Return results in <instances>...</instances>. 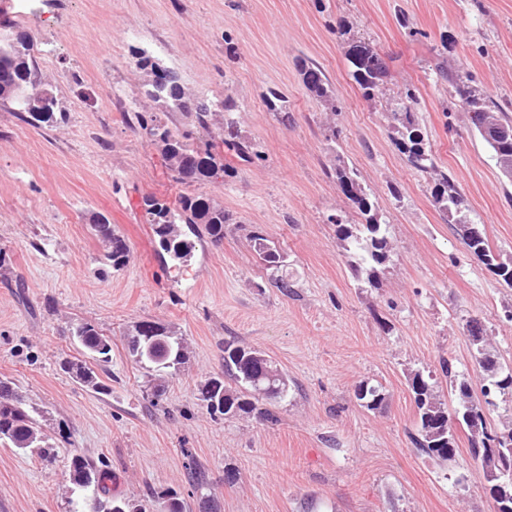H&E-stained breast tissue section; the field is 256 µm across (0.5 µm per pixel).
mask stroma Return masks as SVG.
I'll return each mask as SVG.
<instances>
[{
    "mask_svg": "<svg viewBox=\"0 0 512 512\" xmlns=\"http://www.w3.org/2000/svg\"><path fill=\"white\" fill-rule=\"evenodd\" d=\"M0 23L32 38L60 111L34 125L0 101V380L25 398L50 447L42 458L0 442V512H79L84 495L68 475L76 452L104 460L110 495L147 512H164L167 493L185 512H202L206 496L214 512H493L465 433L446 462L413 447L408 379L447 358L480 387L472 320L512 365V288L457 230L477 227L512 261V181L466 113L448 108L461 74L512 116V0H0ZM351 38L387 65L374 100L349 74ZM135 47L189 91L231 95L242 136L266 155L201 185L235 221L218 245L201 225L183 226L194 249L180 267L146 224L143 200L173 203L185 188L137 120H188L145 96ZM304 59L334 83L338 111L304 87ZM272 88L287 116L267 108ZM409 89L438 168L464 200L459 212L440 210L434 175L395 145L389 114ZM338 159L357 169L392 245L373 287L356 278L330 222L362 221L326 174ZM98 213L131 247L121 270L100 262ZM255 231L287 253L291 292L259 262ZM141 320L182 336L188 360L177 376L149 374L130 355L125 332ZM79 322L111 340L112 360L97 370L108 393L61 368L88 359L71 335ZM228 339L287 374V399L270 406L276 422L214 417L197 400L198 384L223 371ZM362 384L381 388V409L360 405ZM191 458L203 487L190 482ZM462 473L468 482L454 485Z\"/></svg>",
    "mask_w": 512,
    "mask_h": 512,
    "instance_id": "obj_1",
    "label": "stroma"
}]
</instances>
